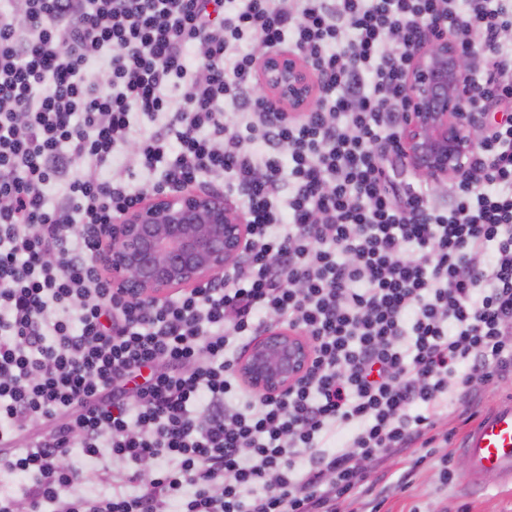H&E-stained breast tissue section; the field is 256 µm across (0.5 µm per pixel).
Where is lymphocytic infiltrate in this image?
Listing matches in <instances>:
<instances>
[{
  "label": "lymphocytic infiltrate",
  "instance_id": "obj_1",
  "mask_svg": "<svg viewBox=\"0 0 512 512\" xmlns=\"http://www.w3.org/2000/svg\"><path fill=\"white\" fill-rule=\"evenodd\" d=\"M428 30L471 58L469 109L505 112L447 205L398 147ZM286 42L320 82L298 118L258 79L256 45ZM137 114L165 117L144 174L221 177L252 228L240 266L158 304L95 262L144 197L100 175ZM273 316L313 363L257 393L236 364ZM510 374L512 0H0V512H380L370 469L434 455L474 378ZM76 450L134 464L129 489L82 493Z\"/></svg>",
  "mask_w": 512,
  "mask_h": 512
}]
</instances>
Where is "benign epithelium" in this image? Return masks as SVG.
Masks as SVG:
<instances>
[{"label": "benign epithelium", "mask_w": 512, "mask_h": 512, "mask_svg": "<svg viewBox=\"0 0 512 512\" xmlns=\"http://www.w3.org/2000/svg\"><path fill=\"white\" fill-rule=\"evenodd\" d=\"M469 61L446 37L419 49L408 77L409 111L399 135L409 169L438 187L464 172L465 158L480 140L485 117L467 111L472 95L464 83ZM269 100L289 112L310 110L318 89L305 59L288 52L262 59ZM108 248L96 260L113 292L154 304L173 292L201 286L232 268L250 240L246 215L223 193L202 186L155 190L102 228ZM306 340L275 320L238 365L260 392L288 389L309 368Z\"/></svg>", "instance_id": "benign-epithelium-1"}]
</instances>
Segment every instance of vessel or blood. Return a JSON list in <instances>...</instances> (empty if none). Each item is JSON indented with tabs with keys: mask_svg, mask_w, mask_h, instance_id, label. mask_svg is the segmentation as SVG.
Here are the masks:
<instances>
[{
	"mask_svg": "<svg viewBox=\"0 0 512 512\" xmlns=\"http://www.w3.org/2000/svg\"><path fill=\"white\" fill-rule=\"evenodd\" d=\"M462 454L469 462L467 482L493 475L512 484V397L495 403L467 429Z\"/></svg>",
	"mask_w": 512,
	"mask_h": 512,
	"instance_id": "b4317fda",
	"label": "vessel or blood"
}]
</instances>
